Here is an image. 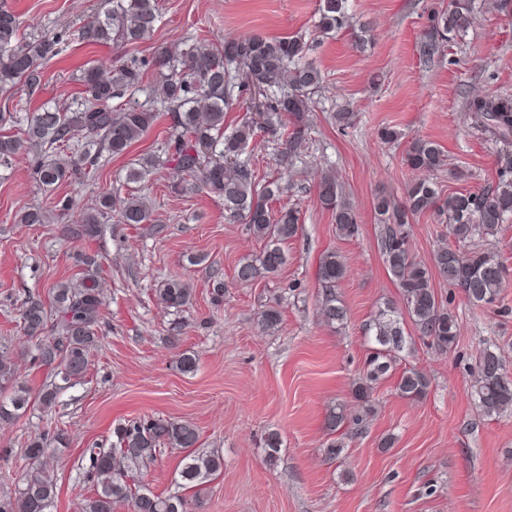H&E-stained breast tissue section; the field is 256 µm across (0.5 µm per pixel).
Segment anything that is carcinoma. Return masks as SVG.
<instances>
[{
  "instance_id": "1",
  "label": "carcinoma",
  "mask_w": 512,
  "mask_h": 512,
  "mask_svg": "<svg viewBox=\"0 0 512 512\" xmlns=\"http://www.w3.org/2000/svg\"><path fill=\"white\" fill-rule=\"evenodd\" d=\"M346 0H319V28L329 34L350 27ZM476 20L474 0H448V6L432 19L424 52L431 56L471 27ZM159 21V0H111L104 15L88 19L77 31V40L86 44L124 47L143 42ZM20 19L0 0V93L8 94L21 83L28 96L41 90L43 65L58 56L68 34L27 37L20 33ZM309 45L296 35L262 37L243 34L215 45L197 41L181 48L166 43L152 47L150 56H132L105 74L89 66L78 75L83 101L72 106L43 107L34 112L21 99L0 112V122L18 128L16 135H0V168L10 169L26 149L36 150L31 169L38 186L46 189L80 181L90 175L107 153L122 156L139 141L153 123L165 114L170 135L163 152L144 154L132 160L126 180L143 182L158 169L171 175L176 191L197 190L216 196L224 204V218L243 222L264 242L256 260L237 266L235 277L251 283L271 277L286 265L283 244L296 237L301 228L298 210L283 205L274 211L270 201L278 199L283 187L277 180L260 182L256 170L240 159L243 150L258 132L270 131L284 137L288 154H294L307 134L310 94L323 83L321 71L306 60ZM160 71L159 96L137 99L144 91L149 68ZM243 88L262 97L258 103L262 121L249 118L227 132L224 110L233 105L238 76ZM122 99L119 107L112 101ZM485 130L506 141L512 136V102L496 96H478L467 105ZM83 140L72 141L75 133ZM404 164L425 173L411 181L404 200L397 203L379 197L375 214L380 228V251L390 277L403 303L378 307L365 334L374 347L364 363L363 375L355 389L359 411L345 413L338 405L325 417V427L334 435L326 448L329 459L344 449L340 430L352 424L361 429L372 413L373 388L391 375L403 353L410 349L404 323L409 321L418 335L431 346L448 351L458 335L454 312L435 293L433 282L440 279L461 292L475 306L494 304L508 281L503 259L476 242L494 237L512 218V177L502 172L499 182L487 192L457 190L442 194L431 175L447 166L446 156L435 141L416 137L404 154ZM317 200L332 212L336 233L342 238L359 235L360 224L354 209L345 203L336 177L323 173L317 182ZM433 211L444 218L454 243H441L428 263L417 260L409 248L411 218ZM121 224H150L152 210L145 198L130 194L124 199L102 195L84 210L81 223L68 232L91 240L100 225L112 214ZM50 216L39 207L23 211L20 224H47ZM84 275L80 284L58 283L51 290V305L30 297L21 311L24 334L38 340L34 362L66 384L85 379L89 356L97 347L99 322L104 306L98 283L100 264L95 254H83ZM348 269L341 256L331 251L318 266L321 285L319 314L330 325L343 327L348 310L337 293ZM159 302L168 308H189L193 289L181 279H168L156 289ZM282 321L278 305L262 310L260 324L276 330ZM59 329L47 336L50 323ZM430 387L427 375L416 369L402 370L396 389L407 399L421 400ZM60 386L50 383L32 395L15 375V354L0 346V423L17 420L37 398L44 408L55 404ZM471 397L481 414L499 417L512 412V375L503 367L494 350L486 348L477 361V375ZM109 447L96 446L84 452L88 466L84 481L93 486L92 495L78 504V512H114V505L125 503L128 512H194L195 502L182 495L156 494L136 487L139 475L156 459L163 447L186 450L180 478L193 487L215 479L223 470L224 458L218 451L199 452L200 432L194 425L160 417L132 420L116 427ZM67 430L56 427L51 436L30 441L23 457L35 474L26 476L14 494L0 498V512H51L57 496L51 444H65Z\"/></svg>"
}]
</instances>
